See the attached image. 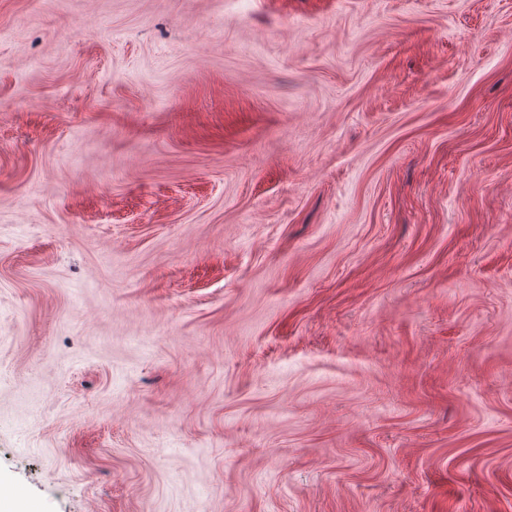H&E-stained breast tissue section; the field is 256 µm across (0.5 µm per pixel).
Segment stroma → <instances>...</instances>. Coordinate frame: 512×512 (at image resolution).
I'll return each instance as SVG.
<instances>
[{
  "label": "stroma",
  "instance_id": "1",
  "mask_svg": "<svg viewBox=\"0 0 512 512\" xmlns=\"http://www.w3.org/2000/svg\"><path fill=\"white\" fill-rule=\"evenodd\" d=\"M0 512H512V0H0Z\"/></svg>",
  "mask_w": 512,
  "mask_h": 512
}]
</instances>
